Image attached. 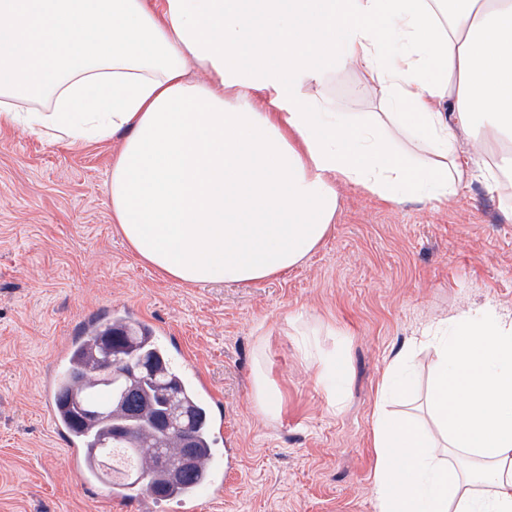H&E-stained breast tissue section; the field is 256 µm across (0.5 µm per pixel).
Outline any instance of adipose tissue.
Masks as SVG:
<instances>
[{
  "mask_svg": "<svg viewBox=\"0 0 512 512\" xmlns=\"http://www.w3.org/2000/svg\"><path fill=\"white\" fill-rule=\"evenodd\" d=\"M343 67L380 111H337ZM3 125L122 136L109 202L134 255L249 285L321 245L337 185L438 208L512 171L488 150L512 139V0H0ZM428 341L432 427L388 410L409 352L376 391L377 512H512V316L480 306Z\"/></svg>",
  "mask_w": 512,
  "mask_h": 512,
  "instance_id": "adipose-tissue-1",
  "label": "adipose tissue"
}]
</instances>
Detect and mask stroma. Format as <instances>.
Instances as JSON below:
<instances>
[{
	"label": "stroma",
	"mask_w": 512,
	"mask_h": 512,
	"mask_svg": "<svg viewBox=\"0 0 512 512\" xmlns=\"http://www.w3.org/2000/svg\"><path fill=\"white\" fill-rule=\"evenodd\" d=\"M360 81L337 72L339 111H377L354 95ZM119 149L0 129V512H133L76 478L43 417L61 344L113 314L175 337L224 408L213 450L236 463L223 501L199 512H375L372 413L391 356L413 348L399 409L423 415L434 351L416 343L422 329L484 304L512 314V222L497 195L475 178L446 206L394 207L341 185L334 229L302 265L248 286H185L140 263L112 222ZM336 353L338 409L317 379L318 358ZM259 370L278 419L255 404Z\"/></svg>",
	"instance_id": "obj_1"
}]
</instances>
